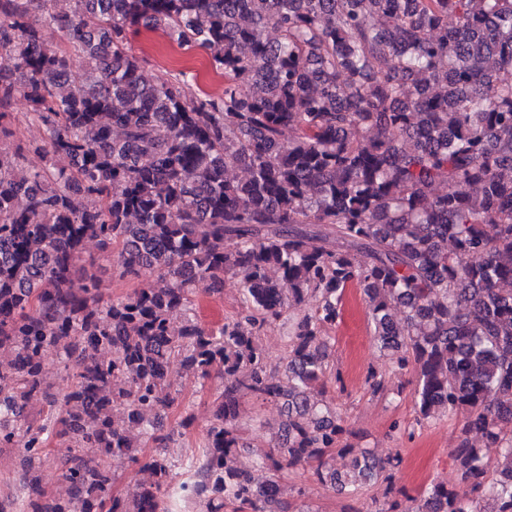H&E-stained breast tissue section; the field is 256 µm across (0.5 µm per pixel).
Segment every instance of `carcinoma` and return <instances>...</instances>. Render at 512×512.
Returning <instances> with one entry per match:
<instances>
[{"label":"carcinoma","mask_w":512,"mask_h":512,"mask_svg":"<svg viewBox=\"0 0 512 512\" xmlns=\"http://www.w3.org/2000/svg\"><path fill=\"white\" fill-rule=\"evenodd\" d=\"M141 28L207 50L224 88L144 79L129 52ZM0 50V142L22 98L48 136L35 151L71 161L30 169L0 146V448L32 463L54 437L72 448L57 463L67 497L27 474L29 500L0 512H291L281 481L296 470L351 497L388 479L399 454L340 444L326 400L327 331L351 283L379 351L415 372L416 423L464 418L448 483L372 512H512V0H0ZM74 57L89 63L80 85ZM89 241L121 246L116 277L148 268L165 286L104 298ZM228 278L242 309L207 328L195 286L220 295ZM281 319L273 369L261 333ZM174 360L187 378H234L178 461L144 455L174 441L155 424L179 393ZM245 398L280 406L261 458ZM115 458L144 474L122 494Z\"/></svg>","instance_id":"carcinoma-1"}]
</instances>
